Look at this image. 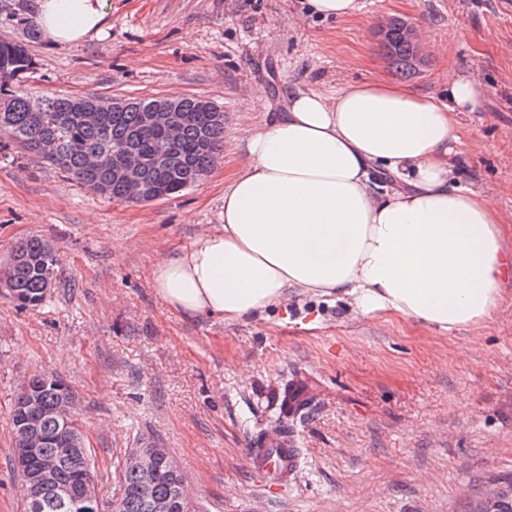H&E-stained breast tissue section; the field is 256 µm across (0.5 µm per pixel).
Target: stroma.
<instances>
[{
	"mask_svg": "<svg viewBox=\"0 0 512 512\" xmlns=\"http://www.w3.org/2000/svg\"><path fill=\"white\" fill-rule=\"evenodd\" d=\"M361 2L357 17L324 21L301 0H110L100 34L30 44L31 93L202 97L224 113V149L199 184L142 203L104 199L40 157L0 154V269L31 236L61 256L49 306L22 311L0 290V512H24L9 406L42 370L75 391L107 498L120 493L118 465L149 444L177 461L202 512H471L512 476V270L478 332L308 297L261 318H188L152 285L158 261L222 223L224 187L249 162L247 130L285 111L293 90L371 81L438 94L452 70L480 71L487 86L462 118V141L481 149L461 156L459 175L495 196L512 252V0ZM392 17L429 31L418 74L401 77L381 52ZM297 373L315 393L293 422L305 470L262 495L244 445L280 423Z\"/></svg>",
	"mask_w": 512,
	"mask_h": 512,
	"instance_id": "obj_1",
	"label": "stroma"
}]
</instances>
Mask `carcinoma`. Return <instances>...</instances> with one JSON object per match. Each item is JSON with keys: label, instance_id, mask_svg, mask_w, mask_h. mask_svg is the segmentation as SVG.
<instances>
[{"label": "carcinoma", "instance_id": "carcinoma-1", "mask_svg": "<svg viewBox=\"0 0 512 512\" xmlns=\"http://www.w3.org/2000/svg\"><path fill=\"white\" fill-rule=\"evenodd\" d=\"M0 15L3 21L22 26L29 40L39 37L36 19L26 0L1 5ZM406 27L403 19H391L380 46L394 71L410 77L426 60L421 55L412 62L413 49L406 39ZM32 68L25 42L0 41V153L18 146L58 166L77 183L106 199L138 203L183 192L208 175L224 148V112L202 98L183 97L176 102L187 121L172 141L149 122V114L158 103L154 98L129 99L114 106L94 96L58 93L40 98L42 109L37 112L33 98L18 90ZM81 98L104 106L98 123L80 120L76 107ZM49 140L56 144L51 156L41 149ZM114 148H125L140 159L142 194L133 196L122 182L112 178V173L87 167L88 157ZM59 262V253L50 240L25 238L15 245L0 286L20 308L42 307L50 301ZM75 401L74 392L61 377L38 372L11 403L13 448L19 446V419L23 417L42 435L29 463L16 464L23 482L31 481L41 461L51 460L59 487L77 494L74 502L62 508L57 495L46 491L36 500L26 499L25 512H154L151 503L138 492L143 479L138 459L150 451L148 447L133 450L119 466L120 497H100L90 448L76 410L71 408ZM182 483V473L174 474L162 464L153 477V497L173 504L175 512H194L191 503L182 497Z\"/></svg>", "mask_w": 512, "mask_h": 512}]
</instances>
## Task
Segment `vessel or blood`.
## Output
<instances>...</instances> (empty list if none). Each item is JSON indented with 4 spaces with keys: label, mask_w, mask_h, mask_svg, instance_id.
Instances as JSON below:
<instances>
[{
    "label": "vessel or blood",
    "mask_w": 512,
    "mask_h": 512,
    "mask_svg": "<svg viewBox=\"0 0 512 512\" xmlns=\"http://www.w3.org/2000/svg\"><path fill=\"white\" fill-rule=\"evenodd\" d=\"M313 393L301 377H294L288 386V410L296 412L308 409ZM304 459L296 438L288 429L282 428L267 434L263 439L251 443L247 460L251 469L260 475L265 485L287 487L295 480Z\"/></svg>",
    "instance_id": "1"
}]
</instances>
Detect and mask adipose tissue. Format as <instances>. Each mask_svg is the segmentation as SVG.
<instances>
[{
  "label": "adipose tissue",
  "mask_w": 512,
  "mask_h": 512,
  "mask_svg": "<svg viewBox=\"0 0 512 512\" xmlns=\"http://www.w3.org/2000/svg\"><path fill=\"white\" fill-rule=\"evenodd\" d=\"M105 0H40L56 43L100 32ZM435 97L375 82L292 93L250 131V158L224 188V222L158 261L153 286L174 312L258 318L311 294L361 315L386 311L440 331L485 327L507 267L496 198L463 186L460 115L484 86L449 72ZM395 183L379 190L374 176Z\"/></svg>",
  "instance_id": "ef3b65f1"
}]
</instances>
